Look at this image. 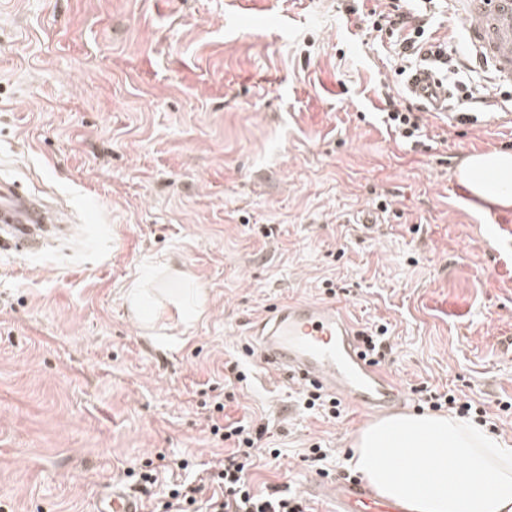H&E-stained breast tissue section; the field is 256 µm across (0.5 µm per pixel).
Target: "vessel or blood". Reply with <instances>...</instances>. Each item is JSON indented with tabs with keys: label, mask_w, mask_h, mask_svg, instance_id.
<instances>
[{
	"label": "vessel or blood",
	"mask_w": 512,
	"mask_h": 512,
	"mask_svg": "<svg viewBox=\"0 0 512 512\" xmlns=\"http://www.w3.org/2000/svg\"><path fill=\"white\" fill-rule=\"evenodd\" d=\"M454 16L465 19L466 46L490 68L497 82L512 85V0H453ZM410 93L437 110L448 107L446 90L417 72ZM60 211L43 198L0 177V253L37 250V228L61 222ZM264 362L301 382L352 401L360 409L391 411L405 402L383 370L362 355L354 328L333 304L289 301L259 319L253 331ZM335 512H404L396 501L372 494L362 481H339L320 488ZM93 512H144L141 501L116 485L98 496Z\"/></svg>",
	"instance_id": "obj_1"
}]
</instances>
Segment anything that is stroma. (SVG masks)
<instances>
[{"label": "stroma", "mask_w": 512, "mask_h": 512, "mask_svg": "<svg viewBox=\"0 0 512 512\" xmlns=\"http://www.w3.org/2000/svg\"><path fill=\"white\" fill-rule=\"evenodd\" d=\"M0 0V171L61 202L56 247L0 255V512H92L165 454L145 512L182 462L223 458L211 431L251 422L255 488L305 492L352 472L375 415L303 410V383L262 363L251 334L280 302L339 305L387 324L383 364L419 388L486 403L512 448V207L457 176L512 151V112H425L420 144L386 129L403 88L372 0ZM374 225H363L364 216ZM205 291L201 317L140 328L129 283ZM224 410H216L215 402Z\"/></svg>", "instance_id": "1"}]
</instances>
